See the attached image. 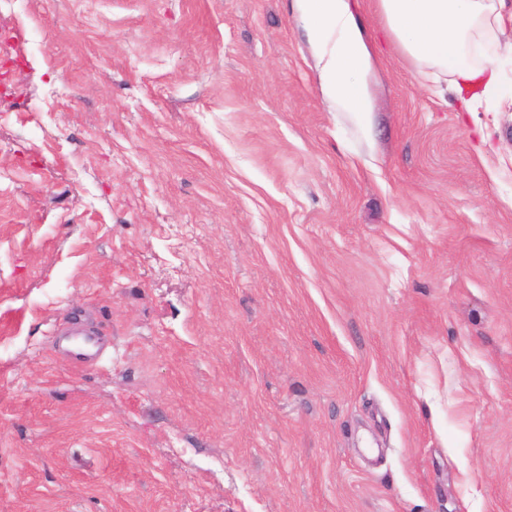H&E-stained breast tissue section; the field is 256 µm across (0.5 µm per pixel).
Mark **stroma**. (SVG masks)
Returning <instances> with one entry per match:
<instances>
[{"label":"stroma","mask_w":512,"mask_h":512,"mask_svg":"<svg viewBox=\"0 0 512 512\" xmlns=\"http://www.w3.org/2000/svg\"><path fill=\"white\" fill-rule=\"evenodd\" d=\"M355 9L368 128L293 0H0V512H512V55Z\"/></svg>","instance_id":"stroma-1"}]
</instances>
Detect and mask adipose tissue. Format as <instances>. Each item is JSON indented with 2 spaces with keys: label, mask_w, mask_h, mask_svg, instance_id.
I'll return each instance as SVG.
<instances>
[{
  "label": "adipose tissue",
  "mask_w": 512,
  "mask_h": 512,
  "mask_svg": "<svg viewBox=\"0 0 512 512\" xmlns=\"http://www.w3.org/2000/svg\"><path fill=\"white\" fill-rule=\"evenodd\" d=\"M300 19L325 78L328 101L359 125L370 123V105L360 79L371 54L351 0H296ZM394 40L417 63L447 72L461 111L476 109L477 89H491L499 73L468 53L476 39L505 32L512 22L506 0H377Z\"/></svg>",
  "instance_id": "adipose-tissue-1"
}]
</instances>
